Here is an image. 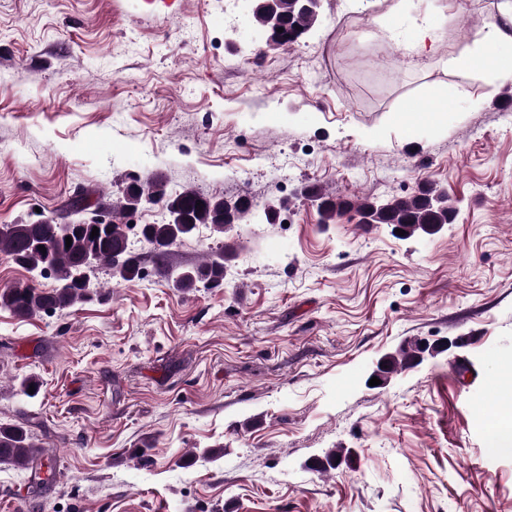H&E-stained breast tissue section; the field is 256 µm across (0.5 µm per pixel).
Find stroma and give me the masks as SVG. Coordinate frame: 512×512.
<instances>
[{"label":"stroma","instance_id":"1","mask_svg":"<svg viewBox=\"0 0 512 512\" xmlns=\"http://www.w3.org/2000/svg\"><path fill=\"white\" fill-rule=\"evenodd\" d=\"M388 5L323 0L305 38L270 47L249 0H0V225L149 176L281 208L172 247L177 268L229 252L222 287L173 288L140 243L141 280L50 316L0 308V421L57 472L34 493L0 465V512H512V454L487 434L512 378V83L443 65L504 6L472 0L418 56L417 12L390 35ZM438 87L452 107L434 114ZM427 182L455 220L407 240L352 211L321 223L303 195ZM456 336L369 385L385 354Z\"/></svg>","mask_w":512,"mask_h":512}]
</instances>
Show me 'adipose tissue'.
<instances>
[{"mask_svg": "<svg viewBox=\"0 0 512 512\" xmlns=\"http://www.w3.org/2000/svg\"><path fill=\"white\" fill-rule=\"evenodd\" d=\"M458 4L459 0H390L388 15L398 19L407 15L414 6H422L426 20L415 25L409 46L423 52L434 43L437 25L447 24L449 9ZM472 63L491 68L501 80L512 81V10L487 26L479 42L478 55L452 56L445 65L455 69Z\"/></svg>", "mask_w": 512, "mask_h": 512, "instance_id": "adipose-tissue-1", "label": "adipose tissue"}]
</instances>
